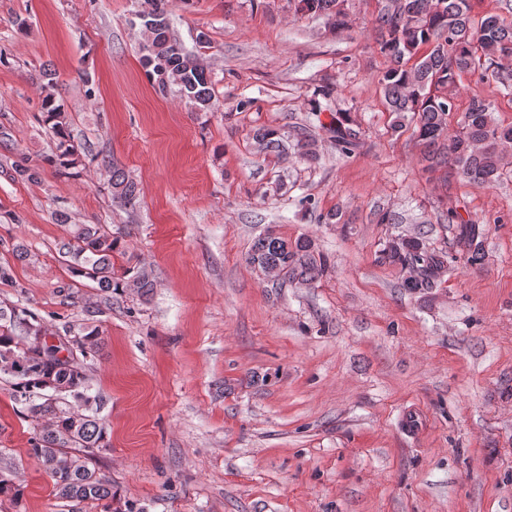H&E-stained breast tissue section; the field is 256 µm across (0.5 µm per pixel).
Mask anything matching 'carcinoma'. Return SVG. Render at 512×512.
I'll return each mask as SVG.
<instances>
[{"mask_svg": "<svg viewBox=\"0 0 512 512\" xmlns=\"http://www.w3.org/2000/svg\"><path fill=\"white\" fill-rule=\"evenodd\" d=\"M475 0H385L374 19L380 52L389 66L379 78L388 110L396 114L392 129L403 127L405 113L417 118L416 133L427 168H441L476 186L498 181L509 165L506 147L512 143V126L502 127L493 117V104L473 98L450 128L455 111V89L462 74L481 69L483 79L504 82V63L512 60V23L495 14L473 17ZM345 0H297L296 12L323 15L336 28L346 25ZM139 19L151 38L141 47L142 64L162 95L173 90L202 110L215 108L212 82L197 58L170 34L167 0H142ZM427 53L418 55L421 46ZM40 121L58 139V174L81 175L77 149L67 144L65 113L56 95L43 96ZM326 129L336 150L351 155L361 144V132L349 113L331 116ZM255 137L263 149L278 152L283 138L271 128ZM109 174L112 199L132 205L139 194L136 183L109 160L101 159ZM448 223L458 224L468 246L467 262L476 265L484 254L476 240L479 228L457 210L448 211ZM69 240L62 244L72 259L70 272L97 283L104 294L112 288H132L150 295L153 281L145 271L124 283L112 282V254L118 239L99 224L68 225ZM382 259L408 272L403 287L410 291L435 288L446 272V255L429 249L419 236H400L386 242ZM248 261L266 275L272 269L298 284L326 276L330 265L309 238L288 241L273 231L258 236ZM58 345L44 338L43 319L27 309L0 308V374L16 379L14 399L27 417L42 425L31 441L30 454L54 480L59 498L92 501L110 512L112 483L95 469L97 453L108 446L107 424L99 417L97 396L75 357L94 354L99 347L97 329L80 325L68 330Z\"/></svg>", "mask_w": 512, "mask_h": 512, "instance_id": "1", "label": "carcinoma"}]
</instances>
